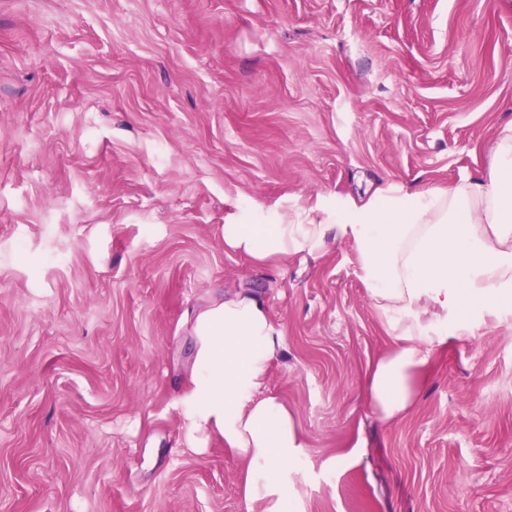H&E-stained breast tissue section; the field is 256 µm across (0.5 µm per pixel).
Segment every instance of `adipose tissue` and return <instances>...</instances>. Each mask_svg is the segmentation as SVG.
I'll list each match as a JSON object with an SVG mask.
<instances>
[{"instance_id":"obj_1","label":"adipose tissue","mask_w":512,"mask_h":512,"mask_svg":"<svg viewBox=\"0 0 512 512\" xmlns=\"http://www.w3.org/2000/svg\"><path fill=\"white\" fill-rule=\"evenodd\" d=\"M222 234L225 251L258 266L353 244L361 281L393 340L369 365L362 396L377 421L394 422L414 407L463 300L489 306L512 297V124L478 178L412 191L389 184L359 201L320 196L293 209L248 205L226 218ZM186 325L192 363L175 403L183 445L201 455L222 439L243 465L246 512H289L288 472L305 440L293 409L266 392L285 351L281 327L264 299L239 289L197 307Z\"/></svg>"}]
</instances>
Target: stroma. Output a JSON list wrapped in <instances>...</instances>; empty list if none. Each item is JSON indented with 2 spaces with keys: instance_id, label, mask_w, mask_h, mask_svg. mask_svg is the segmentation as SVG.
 Returning <instances> with one entry per match:
<instances>
[{
  "instance_id": "35a3bbf8",
  "label": "stroma",
  "mask_w": 512,
  "mask_h": 512,
  "mask_svg": "<svg viewBox=\"0 0 512 512\" xmlns=\"http://www.w3.org/2000/svg\"><path fill=\"white\" fill-rule=\"evenodd\" d=\"M512 123V0H0V512H245L181 451L187 312L265 297L299 512H512V299L464 303L414 410L352 245L258 268L239 207L482 174Z\"/></svg>"
}]
</instances>
